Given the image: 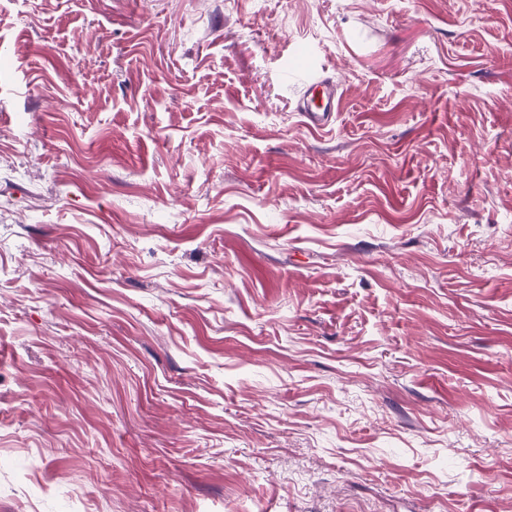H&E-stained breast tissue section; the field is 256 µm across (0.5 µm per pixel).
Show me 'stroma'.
<instances>
[{"label":"stroma","instance_id":"1","mask_svg":"<svg viewBox=\"0 0 512 512\" xmlns=\"http://www.w3.org/2000/svg\"><path fill=\"white\" fill-rule=\"evenodd\" d=\"M0 512H512V0H0ZM336 86L329 78L310 75L305 91L298 101V111L306 125L323 130L332 125L337 111Z\"/></svg>","mask_w":512,"mask_h":512}]
</instances>
